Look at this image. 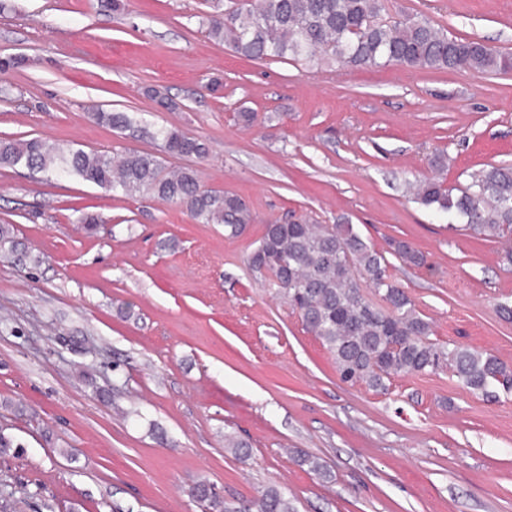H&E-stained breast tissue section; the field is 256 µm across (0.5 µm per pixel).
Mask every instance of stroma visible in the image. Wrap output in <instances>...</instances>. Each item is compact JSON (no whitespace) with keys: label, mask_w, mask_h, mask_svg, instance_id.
Returning <instances> with one entry per match:
<instances>
[{"label":"stroma","mask_w":512,"mask_h":512,"mask_svg":"<svg viewBox=\"0 0 512 512\" xmlns=\"http://www.w3.org/2000/svg\"><path fill=\"white\" fill-rule=\"evenodd\" d=\"M0 1V60L18 61L0 75V137L120 156L159 153L155 127L176 128L209 152L167 165L196 168L255 217L229 239L149 194L0 168L13 240L0 247V426L21 447L0 457V482L14 512H202L189 494L199 480L240 502L275 485L296 512H512V394L446 372L400 375L384 392L345 384L247 262L263 225L304 215L351 223L379 249L408 241L426 266L394 258L388 270L433 341L512 366L500 244L405 191L437 175L461 189L512 163V72L250 60L209 37L207 0H124L110 13L98 0ZM385 4L512 53V0ZM97 109L136 122L119 133ZM228 434L248 453L225 448Z\"/></svg>","instance_id":"1"}]
</instances>
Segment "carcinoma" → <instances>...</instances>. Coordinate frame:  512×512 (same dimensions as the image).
<instances>
[{
	"label": "carcinoma",
	"instance_id": "cac0c4a2",
	"mask_svg": "<svg viewBox=\"0 0 512 512\" xmlns=\"http://www.w3.org/2000/svg\"><path fill=\"white\" fill-rule=\"evenodd\" d=\"M210 8L209 35L249 59L512 71L511 55L487 51L477 39L452 37L428 17L383 19V0H239L232 10L224 9V0H211ZM92 116L118 131L134 124L126 112L98 110ZM154 137L171 156L208 154L204 142L175 128L161 126ZM17 166L78 177L125 197L148 193L179 203L199 223L224 225L229 238L240 236L254 221L240 196L206 188L196 169L170 170L153 153L115 158L81 148L64 150L39 137L0 139V167ZM413 189L421 205L447 215L448 223H461L487 239H512V165H488L471 173L457 194L435 177ZM389 254L410 267L426 265V256L404 240L392 239L388 249L379 250L352 224H315L301 217L264 225L248 261L253 272L284 292L305 329L332 356L342 382L383 391L394 376L448 369L473 392L491 397L512 393V369L496 356L430 339V322L387 273ZM190 495L208 512H296L288 494L276 486L242 507L218 497L203 480L190 488Z\"/></svg>",
	"mask_w": 512,
	"mask_h": 512
}]
</instances>
